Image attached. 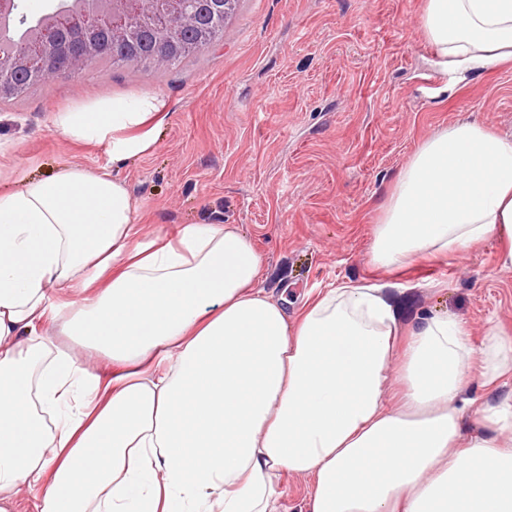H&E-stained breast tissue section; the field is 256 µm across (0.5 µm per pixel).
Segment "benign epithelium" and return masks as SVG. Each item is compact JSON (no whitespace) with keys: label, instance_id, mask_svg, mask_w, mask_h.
<instances>
[{"label":"benign epithelium","instance_id":"1","mask_svg":"<svg viewBox=\"0 0 512 512\" xmlns=\"http://www.w3.org/2000/svg\"><path fill=\"white\" fill-rule=\"evenodd\" d=\"M237 0H45L37 14L21 0H0V100L28 95L41 86L62 53L67 72H82L89 61L112 58L117 44L132 45L151 29L155 48L149 56L128 55L134 69L165 67L168 38L202 20L222 32Z\"/></svg>","mask_w":512,"mask_h":512}]
</instances>
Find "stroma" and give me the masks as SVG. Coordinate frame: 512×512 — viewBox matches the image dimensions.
Segmentation results:
<instances>
[{
    "mask_svg": "<svg viewBox=\"0 0 512 512\" xmlns=\"http://www.w3.org/2000/svg\"><path fill=\"white\" fill-rule=\"evenodd\" d=\"M423 0H241L222 41L157 77L133 68L57 76L0 107V137L34 176L104 166L103 149L55 133L76 97L161 96L156 150L118 172L148 229L240 224L265 263L263 286L296 298L371 279L370 231L401 169L461 119L512 137V61L453 81L418 24ZM414 283L404 321L448 311L473 340L512 327V272L495 243L392 273Z\"/></svg>",
    "mask_w": 512,
    "mask_h": 512,
    "instance_id": "obj_1",
    "label": "stroma"
}]
</instances>
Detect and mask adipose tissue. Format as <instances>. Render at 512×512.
Wrapping results in <instances>:
<instances>
[{"mask_svg": "<svg viewBox=\"0 0 512 512\" xmlns=\"http://www.w3.org/2000/svg\"><path fill=\"white\" fill-rule=\"evenodd\" d=\"M460 72L512 60V0H425ZM162 98L76 99L52 127L106 167L34 177L0 140V512H512V396L463 426L472 382L512 376V329L473 343L445 313L403 325L388 284L261 283L237 224L145 233L117 176L156 146ZM496 239L512 270V140L459 121L399 173L372 229L379 269ZM90 352L57 349L45 322ZM285 494L281 499V512H302L304 498L308 492V482L303 478L286 480L283 483Z\"/></svg>", "mask_w": 512, "mask_h": 512, "instance_id": "ef3b65f1", "label": "adipose tissue"}]
</instances>
